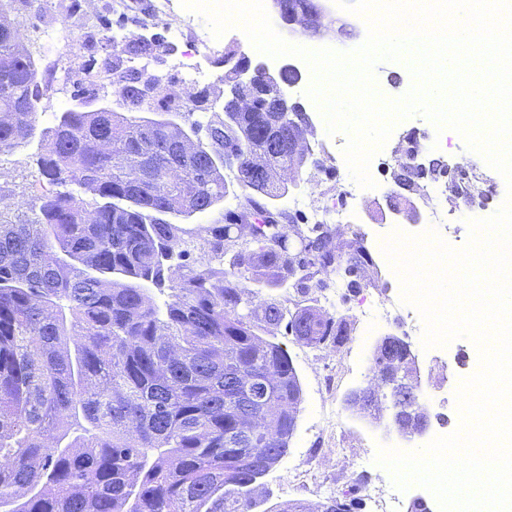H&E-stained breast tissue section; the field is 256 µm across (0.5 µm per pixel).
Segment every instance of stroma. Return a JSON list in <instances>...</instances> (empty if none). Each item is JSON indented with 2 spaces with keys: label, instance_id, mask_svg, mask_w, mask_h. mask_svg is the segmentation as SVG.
<instances>
[{
  "label": "stroma",
  "instance_id": "35a3bbf8",
  "mask_svg": "<svg viewBox=\"0 0 512 512\" xmlns=\"http://www.w3.org/2000/svg\"><path fill=\"white\" fill-rule=\"evenodd\" d=\"M324 9L323 35L312 37L280 27L288 41L314 48L328 47L337 51L356 49L366 39L358 15L338 7L335 0H320ZM74 13V0H12L7 14L9 20L24 28L26 46L36 47L35 60L39 86H52L55 103L47 111L38 113L37 130L52 127L60 112L79 107L95 110L107 107L111 111L131 114L132 107L121 94L118 71L112 68L114 53L102 39L65 37L61 25ZM213 52H200L199 61L212 77L199 84L191 98L181 99L176 91L183 84L182 67L187 44L171 42L168 52L160 54L150 63L151 73L159 77L165 88L167 115L183 129L192 123L218 121L224 117V100L230 90L225 76L241 57L252 64H266L275 69L280 59H268L252 44L241 42L229 33L213 39ZM308 78L283 92L288 99L299 102L309 113L311 125L308 145L326 144L327 153L310 154L306 166L292 174L293 181L287 196L277 200L276 208L287 211L288 233L307 229L308 213L291 207L292 199L305 198L308 205L319 206L330 189L324 180V171L331 160H343L348 137L345 133H328L325 120L316 104L307 96ZM420 131L425 145V159H438L450 163L453 157H465L477 178L487 180L493 193L483 204L470 209H457L456 185H449L445 194L447 207L456 208L457 220L448 227L449 245L459 248L469 237L468 221L487 218L495 214L507 197V186L502 175L490 167L483 157L470 150L456 131L437 130L427 117L416 114L400 120L384 145L383 162L371 177L374 188L368 189L357 204V228L369 232L401 230L410 235L424 233L425 220L407 222L395 216L383 205L388 194H395L402 207H418L419 197L429 181L416 179L411 187H397L394 175L398 168L392 156L397 142L408 130ZM43 145L39 137L8 152L0 153V210L34 216L39 211L41 196L55 193L56 188L41 176L37 158ZM224 182L229 189L218 209L183 219L181 225L189 234L198 236L213 224L230 222L238 212L246 193L237 183L236 172L225 169ZM379 247L370 243L365 255L359 257L356 268V287L337 289L334 276H326V289L312 288L307 296H300L291 288H266L254 281H244L250 297L260 301H281L290 312L313 309L332 317L342 330L341 340H327L317 346L296 341L285 327L258 328L263 339L279 343L286 349L299 376L302 403L297 413L296 430L288 444V451L280 462L263 478L257 488L253 512H276L279 505L298 503L317 508L328 499H357L358 512H377L378 504L388 498L390 478L375 463L379 447L403 448L404 442L385 428L375 427L368 420L353 415L345 398L357 386L370 383L372 352L375 340L387 333L407 337L421 371L422 385L419 402L431 418L430 436L452 433L459 425L455 383L456 377L476 371L479 365L474 343L466 337L449 342L447 351L424 348L421 333L409 329L404 317L370 325L358 319V303L369 291L392 293L401 285L394 272L379 269ZM337 414L334 430H325L326 412Z\"/></svg>",
  "mask_w": 512,
  "mask_h": 512
}]
</instances>
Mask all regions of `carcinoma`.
Returning <instances> with one entry per match:
<instances>
[{
    "instance_id": "obj_1",
    "label": "carcinoma",
    "mask_w": 512,
    "mask_h": 512,
    "mask_svg": "<svg viewBox=\"0 0 512 512\" xmlns=\"http://www.w3.org/2000/svg\"><path fill=\"white\" fill-rule=\"evenodd\" d=\"M122 45L119 63L162 48L156 37ZM36 78L21 26L0 27L1 152L28 143L45 110ZM158 89L131 69L122 91L139 106ZM271 106L258 96L239 112L224 101L226 119L192 128L206 141L191 153L164 146L162 123L106 109L67 110L43 132L42 175L104 203L89 212L66 191L43 196L33 220L0 212V512H252L302 401L287 351L257 325L283 324L316 346L333 319L308 310L288 318L278 301L254 303L240 279L290 280L305 294L311 277L298 272L346 278L355 264L321 226L314 238L296 233L291 252L283 213L251 196L200 247L159 215L190 217L224 201L228 152L241 188L288 193L242 178L259 155L283 171L303 167L291 144L305 128L272 127ZM135 154L154 161L161 186L138 181ZM152 287L168 290L163 305Z\"/></svg>"
}]
</instances>
